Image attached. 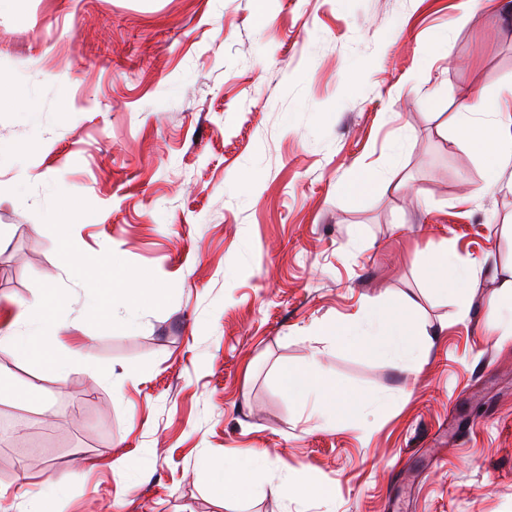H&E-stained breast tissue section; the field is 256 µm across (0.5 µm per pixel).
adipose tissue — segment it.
I'll use <instances>...</instances> for the list:
<instances>
[{"label": "adipose tissue", "mask_w": 512, "mask_h": 512, "mask_svg": "<svg viewBox=\"0 0 512 512\" xmlns=\"http://www.w3.org/2000/svg\"><path fill=\"white\" fill-rule=\"evenodd\" d=\"M459 137L479 156L488 170L489 185L512 191V114L490 112L483 95H475L454 117ZM430 284L435 291L455 297L460 315H467L470 293L476 284V271L460 257L453 241H446L428 259ZM53 300L37 295L29 301L19 316L25 326L21 332L0 335V347L14 349L23 360L42 366L52 364L58 374L68 369L66 346L62 336L43 332L47 311ZM404 315H394L382 304L366 307L360 319L342 332L345 344L353 349L372 348L406 369L417 366L426 345L419 337L407 310L411 301H404ZM279 380L283 395L289 401H316L327 424H336L339 407L355 406L354 396L309 371L281 369Z\"/></svg>", "instance_id": "1"}]
</instances>
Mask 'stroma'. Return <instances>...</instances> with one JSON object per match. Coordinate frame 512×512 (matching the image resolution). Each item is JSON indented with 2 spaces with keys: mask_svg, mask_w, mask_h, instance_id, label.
Listing matches in <instances>:
<instances>
[{
  "mask_svg": "<svg viewBox=\"0 0 512 512\" xmlns=\"http://www.w3.org/2000/svg\"><path fill=\"white\" fill-rule=\"evenodd\" d=\"M478 93L512 113V0H13L0 329L45 292L51 328L81 329L63 376L0 348L42 397L0 401V422L44 442L0 443V512H25L22 477L50 512H512V193L452 121ZM363 170L378 185L337 202ZM451 239L477 271L464 318L428 286ZM117 269L153 294L113 298ZM406 297L432 335L418 373L343 344ZM284 366L358 408L325 426L282 396ZM228 462L245 501L201 478Z\"/></svg>",
  "mask_w": 512,
  "mask_h": 512,
  "instance_id": "1",
  "label": "stroma"
}]
</instances>
